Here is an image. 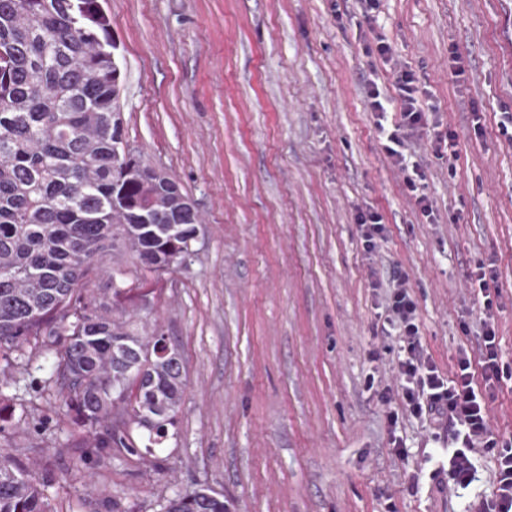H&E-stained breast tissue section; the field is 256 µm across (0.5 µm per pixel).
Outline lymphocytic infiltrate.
<instances>
[{"mask_svg": "<svg viewBox=\"0 0 512 512\" xmlns=\"http://www.w3.org/2000/svg\"><path fill=\"white\" fill-rule=\"evenodd\" d=\"M366 93V107L378 122H386L391 107H398L400 119L393 128L385 130L384 149L395 165L406 171V190L413 196L424 217H432L433 208L421 194L415 176L409 175L411 163L409 145L415 134L428 125L429 115L420 104L412 71L396 69L392 73L393 94L380 91L369 73H362ZM388 280L391 292L387 297V315L382 325L385 335L397 337L401 354L397 362L400 387L395 394H383V403L400 400L411 415L445 426L448 435V461L443 472L454 482L464 484L472 477L470 454L476 448H488L496 453L498 466L497 493L494 500L483 503L479 512H512V440L500 443L489 437V415L480 382L499 379L497 336L492 322V298H485L486 311L481 321L478 338L479 360L461 353L453 377H444L437 365L426 354L416 323L417 306L409 295L398 269H390ZM480 372H473V365Z\"/></svg>", "mask_w": 512, "mask_h": 512, "instance_id": "lymphocytic-infiltrate-1", "label": "lymphocytic infiltrate"}]
</instances>
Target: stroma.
<instances>
[{"label": "stroma", "mask_w": 512, "mask_h": 512, "mask_svg": "<svg viewBox=\"0 0 512 512\" xmlns=\"http://www.w3.org/2000/svg\"><path fill=\"white\" fill-rule=\"evenodd\" d=\"M121 66L124 144L173 176L200 224L191 254L157 274L114 253L83 295L112 299V272L149 306L187 374L164 443L139 456L100 449L65 416L63 340L0 352V455L32 471L49 512H162L206 486L229 512H477L496 489L479 448L468 486L439 492L445 438L381 392L398 385L384 336L383 282L398 268L427 354L445 376L475 352L493 275L500 360L512 365V0H100ZM385 39L422 104L455 134V156L414 139L434 223L404 190L359 74ZM460 55L456 74L450 52ZM372 209L385 238L366 252L356 222ZM492 436L512 438V379L487 400ZM403 439L399 456L393 442Z\"/></svg>", "instance_id": "35a3bbf8"}]
</instances>
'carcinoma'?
Here are the masks:
<instances>
[{
	"label": "carcinoma",
	"instance_id": "1",
	"mask_svg": "<svg viewBox=\"0 0 512 512\" xmlns=\"http://www.w3.org/2000/svg\"><path fill=\"white\" fill-rule=\"evenodd\" d=\"M98 0H0V349L63 336L56 366L66 413L101 448L139 453L134 424L160 445L186 387L178 350L149 342L82 288L112 251L162 273L182 263L198 212L167 173L122 149L121 72ZM34 475L0 459V512H48ZM164 512H228L201 488Z\"/></svg>",
	"mask_w": 512,
	"mask_h": 512
}]
</instances>
